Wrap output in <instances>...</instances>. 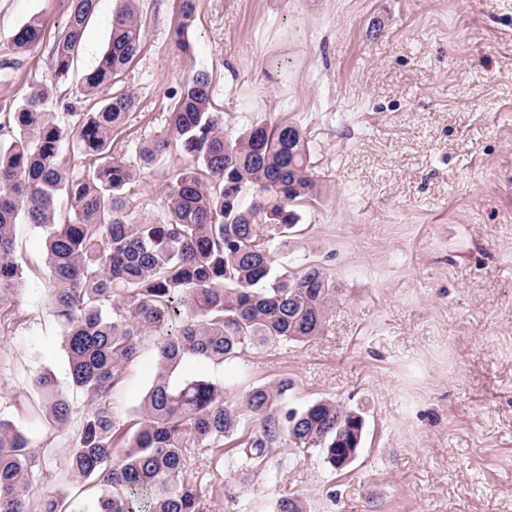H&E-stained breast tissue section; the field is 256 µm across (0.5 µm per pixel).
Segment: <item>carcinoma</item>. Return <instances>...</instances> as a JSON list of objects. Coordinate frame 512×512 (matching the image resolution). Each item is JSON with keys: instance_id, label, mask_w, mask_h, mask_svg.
I'll list each match as a JSON object with an SVG mask.
<instances>
[{"instance_id": "obj_1", "label": "carcinoma", "mask_w": 512, "mask_h": 512, "mask_svg": "<svg viewBox=\"0 0 512 512\" xmlns=\"http://www.w3.org/2000/svg\"><path fill=\"white\" fill-rule=\"evenodd\" d=\"M97 2L67 0L65 29L50 50L55 80L68 79ZM125 2L82 77L94 111L60 119L47 110L51 89L36 86L0 121V323L16 320L26 284L14 228L31 224L47 236L49 305L62 329L71 385L98 400L74 437L68 470L99 487L94 512H203L204 501L224 489L187 475L193 449H211L214 460L236 455L242 483L283 445L318 451L334 471L359 451L364 417L331 399L290 408L286 379L256 385L239 402L204 379L170 383L188 356L222 364L252 348L322 335L336 287L317 265L289 271L276 264L275 248L287 247L296 233L295 206L318 194L302 129L284 120L228 140L203 71L183 84L168 132L139 148L142 170L174 149L192 158L170 174L166 221L127 219L125 189L137 170L112 151V137L138 99L130 91L99 98L142 49L135 0ZM200 7L201 0H182L177 48L186 49ZM41 38V23L30 19L13 35L15 55ZM87 157L92 165L75 171L74 159ZM151 342L160 371L142 408L123 418L109 396ZM32 386L45 419L66 424L72 408L54 376L38 372ZM33 463L30 439L0 415V512H82L60 492L32 508L26 474ZM274 512L307 507L283 496Z\"/></svg>"}]
</instances>
